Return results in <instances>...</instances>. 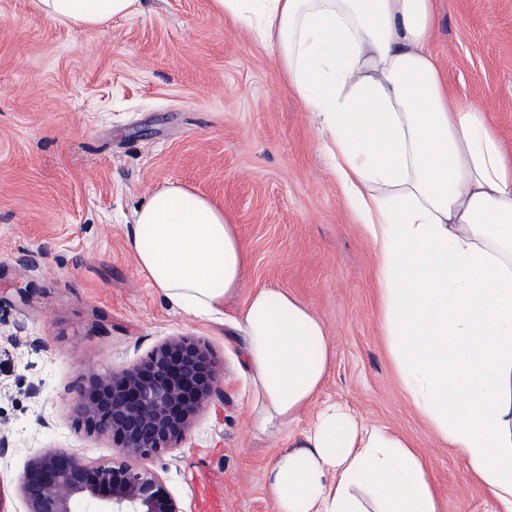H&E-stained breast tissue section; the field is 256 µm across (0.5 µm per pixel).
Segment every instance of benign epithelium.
<instances>
[{"label": "benign epithelium", "mask_w": 512, "mask_h": 512, "mask_svg": "<svg viewBox=\"0 0 512 512\" xmlns=\"http://www.w3.org/2000/svg\"><path fill=\"white\" fill-rule=\"evenodd\" d=\"M222 368L207 346L182 336L139 364L91 373L78 410L86 428L112 436L119 460L93 463L70 448L28 460L18 483L24 512H179L158 473L143 464L185 436L199 407L220 393Z\"/></svg>", "instance_id": "1"}]
</instances>
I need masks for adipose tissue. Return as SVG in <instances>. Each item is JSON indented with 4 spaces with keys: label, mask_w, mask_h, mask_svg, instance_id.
I'll return each mask as SVG.
<instances>
[{
    "label": "adipose tissue",
    "mask_w": 512,
    "mask_h": 512,
    "mask_svg": "<svg viewBox=\"0 0 512 512\" xmlns=\"http://www.w3.org/2000/svg\"><path fill=\"white\" fill-rule=\"evenodd\" d=\"M276 50L363 234L400 386L431 432L512 512V156L483 108L459 101L429 49L435 0H212ZM79 30L140 0H37ZM139 274L175 310L223 315L246 248L222 208L180 184L134 210ZM240 327L264 400L260 426L296 420L336 356L325 325L282 288L254 289ZM275 512H441L433 477L400 433L324 403L302 448L263 476Z\"/></svg>",
    "instance_id": "ef3b65f1"
}]
</instances>
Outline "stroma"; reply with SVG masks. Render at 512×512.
Returning a JSON list of instances; mask_svg holds the SVG:
<instances>
[{"label":"stroma","instance_id":"35a3bbf8","mask_svg":"<svg viewBox=\"0 0 512 512\" xmlns=\"http://www.w3.org/2000/svg\"><path fill=\"white\" fill-rule=\"evenodd\" d=\"M450 88L489 111L512 154V0H436L430 44ZM190 186L223 207L249 256L223 316L170 309L135 269L133 210L155 188ZM33 256L36 266L19 260ZM283 288L324 322L336 358L318 395L412 442L442 512H499L402 392L384 347L374 254L272 49L211 0H143L141 15L81 32L35 0H0V458L8 512L45 448L115 454L78 413L90 372L132 367L180 336L206 344L222 392L175 448L151 461L181 512L196 483L224 481V512H275L264 470L298 447L310 413L260 432L241 314L252 290ZM40 394H33V386Z\"/></svg>","mask_w":512,"mask_h":512}]
</instances>
